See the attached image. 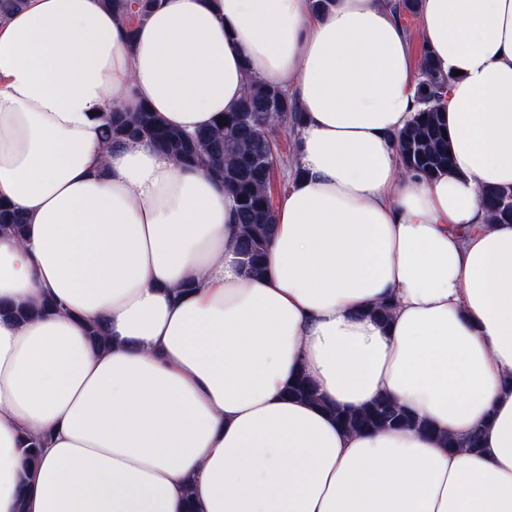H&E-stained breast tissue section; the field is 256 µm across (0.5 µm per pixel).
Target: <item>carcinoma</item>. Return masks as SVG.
I'll return each mask as SVG.
<instances>
[{
  "label": "carcinoma",
  "mask_w": 512,
  "mask_h": 512,
  "mask_svg": "<svg viewBox=\"0 0 512 512\" xmlns=\"http://www.w3.org/2000/svg\"><path fill=\"white\" fill-rule=\"evenodd\" d=\"M159 5V0H104V6L124 18L129 33ZM418 87L420 108L412 122L396 133L395 147L401 166L408 172L431 179L452 169L444 99L450 77L440 73L431 55H421ZM102 134L112 143L147 140L187 166H202L222 182L233 196L239 224V248L243 266L253 275L266 270V249L273 223L274 206L270 193L272 167L269 163L273 124L296 133L301 115L296 104L280 86L257 79L248 87L237 108L224 114L212 127L192 134L168 127L149 109L135 115L114 110L102 114ZM480 204L491 220L512 224V187H486ZM0 228L22 237L25 217L22 210L0 202ZM337 422L347 430L400 427L429 429L427 421L409 414L392 400L381 397L353 412H336Z\"/></svg>",
  "instance_id": "cac0c4a2"
}]
</instances>
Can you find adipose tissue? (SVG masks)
Instances as JSON below:
<instances>
[{"label": "adipose tissue", "mask_w": 512, "mask_h": 512, "mask_svg": "<svg viewBox=\"0 0 512 512\" xmlns=\"http://www.w3.org/2000/svg\"><path fill=\"white\" fill-rule=\"evenodd\" d=\"M419 14L161 0L130 36L102 0H27L0 26V199L27 217L0 231V306L40 309L0 315V512H512V224L479 202L512 186V0ZM415 36L453 75L431 180L393 139ZM251 77L304 114L260 276L220 183L99 120L207 128ZM382 396L432 433L337 424Z\"/></svg>", "instance_id": "adipose-tissue-1"}]
</instances>
